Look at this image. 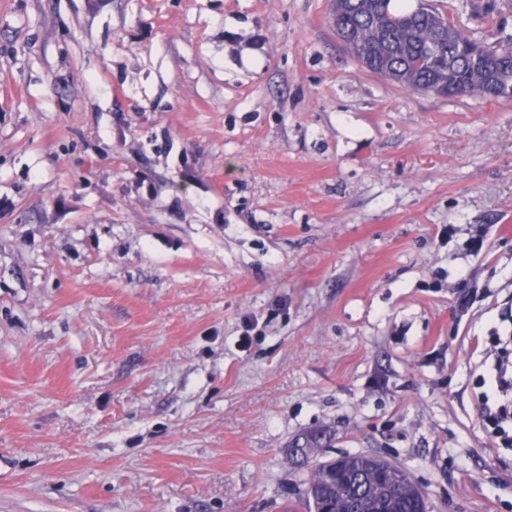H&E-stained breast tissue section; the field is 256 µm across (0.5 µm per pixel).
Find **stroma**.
<instances>
[{"label": "stroma", "instance_id": "1", "mask_svg": "<svg viewBox=\"0 0 512 512\" xmlns=\"http://www.w3.org/2000/svg\"><path fill=\"white\" fill-rule=\"evenodd\" d=\"M425 2L512 39V0ZM331 9L0 0V512H284L317 431L512 512L475 400L512 101L362 69Z\"/></svg>", "mask_w": 512, "mask_h": 512}]
</instances>
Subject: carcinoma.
Wrapping results in <instances>:
<instances>
[{
    "label": "carcinoma",
    "mask_w": 512,
    "mask_h": 512,
    "mask_svg": "<svg viewBox=\"0 0 512 512\" xmlns=\"http://www.w3.org/2000/svg\"><path fill=\"white\" fill-rule=\"evenodd\" d=\"M395 0H334L330 17L341 39H352V56L370 72L403 88L451 97L482 98L491 83L512 98V46L485 49L459 22L422 5L396 10ZM303 492L307 512H427L414 477L397 469L392 484L379 483L385 460L344 455L310 463Z\"/></svg>",
    "instance_id": "cac0c4a2"
}]
</instances>
